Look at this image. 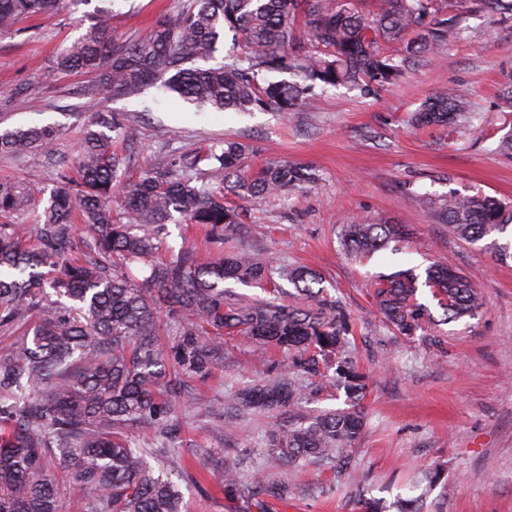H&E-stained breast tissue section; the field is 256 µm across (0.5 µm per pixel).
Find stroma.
I'll list each match as a JSON object with an SVG mask.
<instances>
[{
    "label": "stroma",
    "instance_id": "stroma-1",
    "mask_svg": "<svg viewBox=\"0 0 512 512\" xmlns=\"http://www.w3.org/2000/svg\"><path fill=\"white\" fill-rule=\"evenodd\" d=\"M102 5L63 0L57 13L0 33V89L13 93L9 105H0V132L60 128L51 151L0 154V179L37 172L32 204L43 209L52 189L74 174L55 164V156L76 157L97 112L111 113L132 131L115 144L125 185L148 173H182L192 155L221 150L228 139L246 147L243 170L276 158L314 174L315 182L274 196L238 198L244 229L227 245L210 240L203 227L168 222L161 255L191 247L210 261L232 246L312 269L349 316L352 356L365 376V428L345 465L271 468L264 445L276 414H237L230 402L253 381L279 376L281 357L271 353L258 362L246 339L225 337L223 362L206 378L192 379L197 401L176 425V461L189 474L181 485L187 512H247L216 478L228 466L244 482L262 479L266 512H365L368 500L396 512L408 483L435 469L441 479L427 489L422 512H512V259L497 260L494 249L512 235L467 243L417 202L452 189L512 201V153L498 148L512 135V110L502 99L512 86V17L493 22L479 12L464 14L459 39L410 64L393 85L318 86L293 111L237 113L173 100L156 85L135 98L105 93L87 104L80 89L88 75L58 72L53 60ZM182 6L183 0H115L112 39L145 35L160 16L176 15ZM451 86L469 91L478 113L474 125L411 127V113ZM357 215L410 224L414 233L396 250L359 261L338 239L339 225ZM434 263L457 268L484 308L476 317L443 322L424 287L418 299L437 324L426 336L400 335L376 304L379 277ZM302 383L304 414L351 406L344 391L320 378Z\"/></svg>",
    "mask_w": 512,
    "mask_h": 512
}]
</instances>
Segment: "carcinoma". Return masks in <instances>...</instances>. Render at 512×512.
Listing matches in <instances>:
<instances>
[{"label":"carcinoma","instance_id":"1","mask_svg":"<svg viewBox=\"0 0 512 512\" xmlns=\"http://www.w3.org/2000/svg\"><path fill=\"white\" fill-rule=\"evenodd\" d=\"M59 5L0 0V31L51 15ZM468 9L512 15V0H369L366 8L355 0H188L179 14L124 44L112 42V9L104 8L80 38L60 48L54 67L95 76L81 89L89 102L105 91L136 96L160 77L165 91L217 112L286 111L305 87L269 75L292 72L312 84L384 87L401 76V68L380 52V43L412 30L419 39L406 45V53H431L459 38L457 18ZM300 20L307 43L297 33ZM226 27L240 33L251 52L199 66L213 57ZM473 114L469 94L450 88L423 104L411 123L453 126ZM58 133L55 126L5 130L0 153L49 151ZM128 135L112 116L97 114L77 160L80 190L57 186L35 224H0V324L24 321L33 311L39 317L32 334L0 353V512H71L61 498L63 482L87 492L89 499L79 504L83 512H183L179 485L155 473L148 459L176 454L167 421L195 400L185 378H203L224 359L225 333L246 337L260 358L271 349L286 354L278 378L237 394L241 409L292 408L302 396L295 377L319 374V357L328 354L337 356L338 367L323 378L363 396L365 378L351 357L345 312L326 290L312 288L315 272L234 249L206 263L192 248L158 259L160 234L173 214L205 225L224 241L240 214L224 193L191 175L147 176L132 188L121 186L112 140ZM243 155L242 144L227 141L219 153L196 155L189 168L218 164L228 192L237 197H263L313 180L277 161L244 175ZM118 192L122 222L113 221L110 207ZM424 204L471 244L512 224V207L485 194L450 191ZM30 205L27 183L0 181V215H22ZM410 234L408 224L357 219L341 225L343 244L356 259ZM133 264L147 268L148 276L132 277ZM227 280L263 286L273 298L239 299L224 289ZM280 280L306 304L280 303ZM422 286L449 322L473 318L483 306L466 277L449 266H429L422 275L399 270L379 280L375 298L403 336L429 335L431 313L417 298ZM147 426L158 430L153 447L133 439V430ZM364 426L355 407L296 416L274 429L269 466L343 462ZM222 483L228 495L245 492L263 512L261 479L245 486L227 468Z\"/></svg>","mask_w":512,"mask_h":512}]
</instances>
